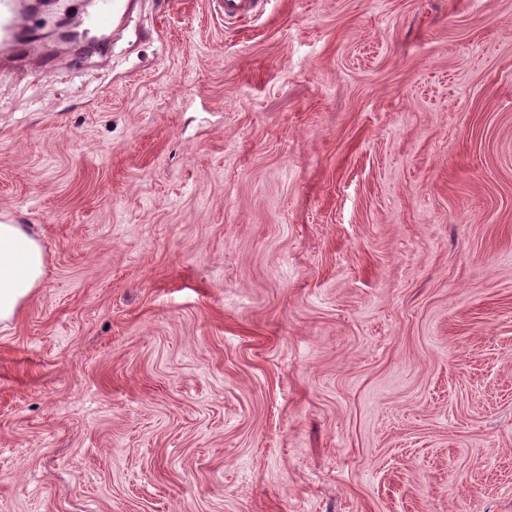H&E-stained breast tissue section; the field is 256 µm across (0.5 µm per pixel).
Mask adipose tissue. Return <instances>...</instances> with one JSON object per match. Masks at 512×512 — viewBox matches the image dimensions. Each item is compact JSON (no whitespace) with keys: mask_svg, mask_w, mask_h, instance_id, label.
I'll return each mask as SVG.
<instances>
[{"mask_svg":"<svg viewBox=\"0 0 512 512\" xmlns=\"http://www.w3.org/2000/svg\"><path fill=\"white\" fill-rule=\"evenodd\" d=\"M43 275L42 247L29 227L0 221V323L15 318Z\"/></svg>","mask_w":512,"mask_h":512,"instance_id":"1","label":"adipose tissue"}]
</instances>
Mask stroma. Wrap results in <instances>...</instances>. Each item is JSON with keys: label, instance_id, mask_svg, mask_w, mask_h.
<instances>
[{"label": "stroma", "instance_id": "1", "mask_svg": "<svg viewBox=\"0 0 512 512\" xmlns=\"http://www.w3.org/2000/svg\"><path fill=\"white\" fill-rule=\"evenodd\" d=\"M0 53V512H512V0H132ZM224 20H243L258 15L266 3L263 0H219ZM43 275L42 247L29 227L0 221V323L15 318Z\"/></svg>", "mask_w": 512, "mask_h": 512}]
</instances>
